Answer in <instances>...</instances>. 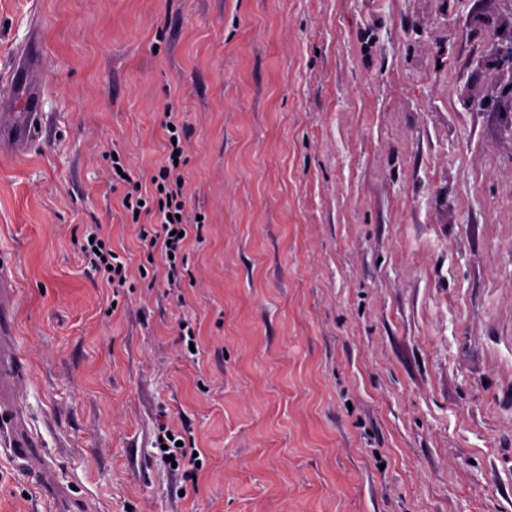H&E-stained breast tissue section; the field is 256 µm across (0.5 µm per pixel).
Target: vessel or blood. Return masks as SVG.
Here are the masks:
<instances>
[{
    "instance_id": "b4317fda",
    "label": "vessel or blood",
    "mask_w": 512,
    "mask_h": 512,
    "mask_svg": "<svg viewBox=\"0 0 512 512\" xmlns=\"http://www.w3.org/2000/svg\"><path fill=\"white\" fill-rule=\"evenodd\" d=\"M41 51L39 42H32L26 61L17 63L13 77L17 84L25 88L26 110L21 117H14L12 113H0V153L18 154L39 136V126L43 122L40 111V88L32 82L30 72L33 59H36ZM21 371L17 361L9 358L0 359V413L6 414V427L13 429L14 436L10 442L11 451L24 466L36 471L41 477L45 488L52 491L57 499L63 501L67 512H80V505L73 499L65 496L58 486L52 469L47 464L39 441L32 436L19 431L18 419L11 407L15 400L20 385Z\"/></svg>"
}]
</instances>
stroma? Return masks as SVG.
I'll return each mask as SVG.
<instances>
[{
    "instance_id": "35a3bbf8",
    "label": "stroma",
    "mask_w": 512,
    "mask_h": 512,
    "mask_svg": "<svg viewBox=\"0 0 512 512\" xmlns=\"http://www.w3.org/2000/svg\"><path fill=\"white\" fill-rule=\"evenodd\" d=\"M512 0H0L18 404L83 512H512ZM187 144L179 287L112 182ZM128 267L110 289L91 233ZM167 423L198 464L155 448ZM0 429V512H60ZM41 52V45L35 39L29 46L27 60L19 61L14 68L13 77L15 82L25 87L26 112L22 113L20 123L15 121L12 112L0 113V153L19 154L42 132L43 116L40 111V88L36 81L31 82L32 61ZM39 125V128H36Z\"/></svg>"
}]
</instances>
